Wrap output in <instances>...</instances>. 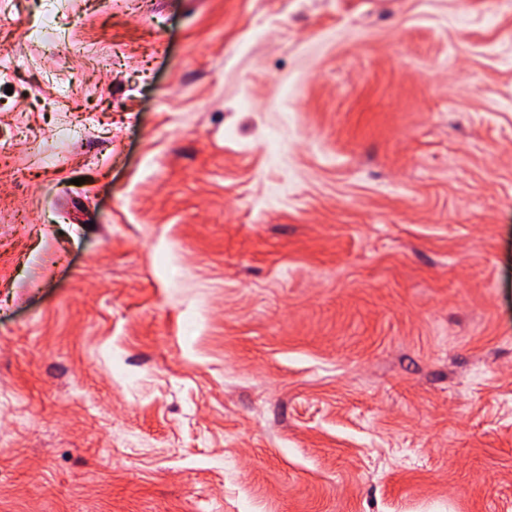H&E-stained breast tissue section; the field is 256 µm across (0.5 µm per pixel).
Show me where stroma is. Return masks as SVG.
<instances>
[{"instance_id": "stroma-1", "label": "stroma", "mask_w": 512, "mask_h": 512, "mask_svg": "<svg viewBox=\"0 0 512 512\" xmlns=\"http://www.w3.org/2000/svg\"><path fill=\"white\" fill-rule=\"evenodd\" d=\"M0 512H512V0H0Z\"/></svg>"}]
</instances>
